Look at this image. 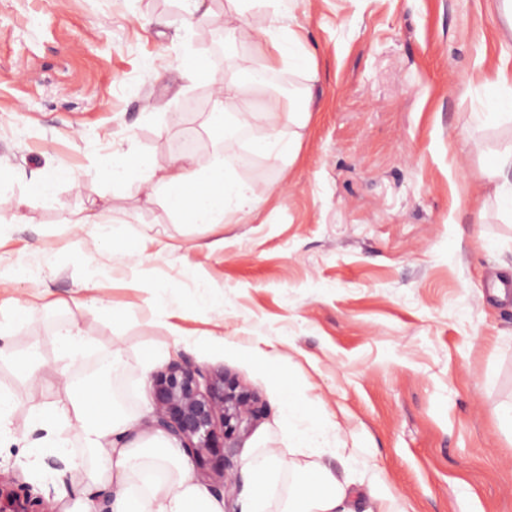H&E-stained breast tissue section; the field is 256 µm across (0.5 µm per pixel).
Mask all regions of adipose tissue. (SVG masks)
I'll use <instances>...</instances> for the list:
<instances>
[{
	"mask_svg": "<svg viewBox=\"0 0 512 512\" xmlns=\"http://www.w3.org/2000/svg\"><path fill=\"white\" fill-rule=\"evenodd\" d=\"M251 2L272 7L270 30L261 40L245 25L237 28L236 36L254 43L262 61L215 80L216 102L234 100L246 90L265 91L272 75L298 70L302 63L313 59L304 34L280 23L284 0ZM299 103V97L293 94L285 100L266 98L238 108L234 120L245 127L264 129L266 152L287 164L296 154L310 117ZM280 121L285 124L281 130L276 127ZM96 166L109 181H134L148 202H166L172 216L182 223L214 227L224 223L228 214H248L261 204L260 198L234 177L232 159L220 151L203 164L193 156L178 154L160 169L151 157L118 149L99 157ZM483 191L487 199L512 213V145L492 155ZM75 224L107 249L129 236L128 225L114 221L107 207L79 216ZM110 395L103 382L83 384L66 400L45 406L36 416L49 447L60 451L68 448L69 431L77 427L82 429L87 447L100 458L101 471L82 500L81 512H97V499L106 494L113 497V512H224L223 499L196 481L188 459L180 460L177 475L168 474L166 463L177 454L175 442L157 435L158 454L155 461L149 462L141 453L138 440L129 436L130 421L113 413L100 417V406ZM280 410L295 426L296 446L322 456L326 441L336 432L335 421L312 420L301 402L291 395L282 398ZM290 467L302 473L303 480L289 497L285 512H350L346 489L332 469L322 464L310 469L297 461L291 462Z\"/></svg>",
	"mask_w": 512,
	"mask_h": 512,
	"instance_id": "ef3b65f1",
	"label": "adipose tissue"
}]
</instances>
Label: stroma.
<instances>
[{
	"mask_svg": "<svg viewBox=\"0 0 512 512\" xmlns=\"http://www.w3.org/2000/svg\"><path fill=\"white\" fill-rule=\"evenodd\" d=\"M498 2L292 0L313 67L277 74L268 91L314 99L285 167L258 131L229 116L210 123L211 76L258 56L228 44L214 63L206 37L242 21L263 33L265 11L204 0L208 20L189 25L176 0H0V168L24 216L0 241V270L36 272L0 288V304H28L13 322L14 357L0 362V390L14 399L0 482L73 512L100 462L75 428L69 465L52 469L35 416L66 394L31 391L59 367L71 383L87 380L117 349L112 391L134 437L154 434L141 365L152 355L160 368L187 355L268 404L238 441L236 496L252 489L250 456L301 459L279 410L290 392L311 417L336 419L322 462L354 512H512V431L495 419L512 403V296L491 295L512 265V217L477 199L491 154L512 141V36L497 27ZM187 53L207 75L184 76ZM495 104L500 117L478 124ZM188 129L199 162L218 147L250 156L236 175L262 203L241 223L179 224L135 185L99 177L95 158L113 147L165 167ZM104 199L132 232L110 251L72 226ZM218 238L223 249L209 250ZM89 264L97 276L85 291ZM153 286L178 293L183 310L157 308ZM91 296L122 320L85 306ZM67 322L88 344L65 361L53 333ZM175 326L191 343H176ZM33 346L34 376L23 364Z\"/></svg>",
	"mask_w": 512,
	"mask_h": 512,
	"instance_id": "stroma-1",
	"label": "stroma"
}]
</instances>
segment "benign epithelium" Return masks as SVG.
Listing matches in <instances>:
<instances>
[{
	"instance_id": "1",
	"label": "benign epithelium",
	"mask_w": 512,
	"mask_h": 512,
	"mask_svg": "<svg viewBox=\"0 0 512 512\" xmlns=\"http://www.w3.org/2000/svg\"><path fill=\"white\" fill-rule=\"evenodd\" d=\"M149 382L150 426L176 440L199 469L212 471L218 480L211 491L232 501L236 442L266 415L267 405L235 379L208 374L186 355L153 372ZM29 504L0 484V512H32Z\"/></svg>"
}]
</instances>
